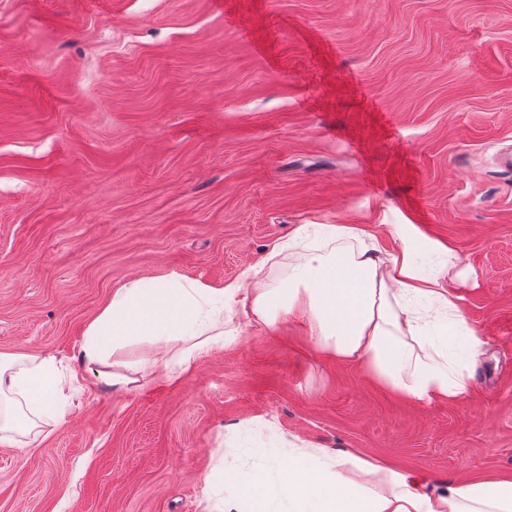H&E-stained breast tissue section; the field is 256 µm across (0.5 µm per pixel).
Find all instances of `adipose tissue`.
Instances as JSON below:
<instances>
[{
  "label": "adipose tissue",
  "instance_id": "1",
  "mask_svg": "<svg viewBox=\"0 0 512 512\" xmlns=\"http://www.w3.org/2000/svg\"><path fill=\"white\" fill-rule=\"evenodd\" d=\"M346 224L300 227L277 241L264 265L253 266L244 281L210 286L187 281L177 272L162 276L157 288L133 280L113 291L85 331L79 360L89 381L128 385L109 370L117 350L142 340L165 350L182 342L181 370H188L215 347L237 342V314L265 320L299 311L311 321L317 349L358 363L393 393L415 402L453 399L467 390V377L448 365L446 341L435 336L422 308L455 311L452 290L417 273L418 229L405 225L401 246L349 247L357 237ZM294 262L288 283L265 285V266L282 255ZM61 382L52 356L0 353V445H14L13 434L32 431L37 421L56 426ZM231 491L225 512H512V478L452 480L425 492L418 480L352 452L297 448L285 466L245 471L225 465Z\"/></svg>",
  "mask_w": 512,
  "mask_h": 512
}]
</instances>
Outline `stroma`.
I'll return each mask as SVG.
<instances>
[{
  "instance_id": "1",
  "label": "stroma",
  "mask_w": 512,
  "mask_h": 512,
  "mask_svg": "<svg viewBox=\"0 0 512 512\" xmlns=\"http://www.w3.org/2000/svg\"><path fill=\"white\" fill-rule=\"evenodd\" d=\"M512 0H0V353L81 384L0 446V512H220L225 462L349 450L414 477L512 478ZM304 224H352L458 290L484 343L464 396L416 404L241 322L174 382L84 385L89 322L130 280H243ZM449 247L458 265L441 273Z\"/></svg>"
}]
</instances>
